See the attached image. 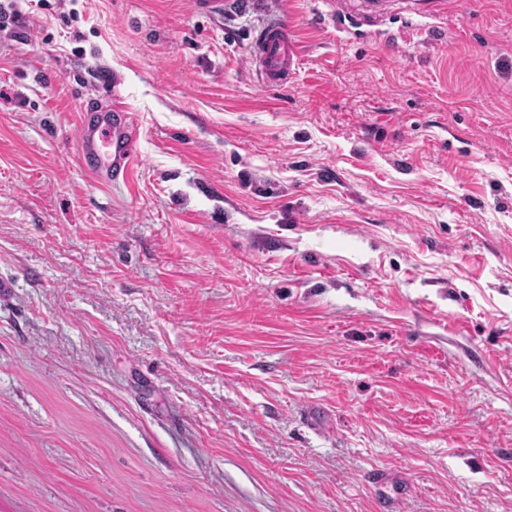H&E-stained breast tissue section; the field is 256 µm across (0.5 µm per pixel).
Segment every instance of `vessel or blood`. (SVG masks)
Returning a JSON list of instances; mask_svg holds the SVG:
<instances>
[{
  "mask_svg": "<svg viewBox=\"0 0 512 512\" xmlns=\"http://www.w3.org/2000/svg\"><path fill=\"white\" fill-rule=\"evenodd\" d=\"M300 48L284 18L273 15L259 26L250 57L265 85L284 83ZM78 160L95 183H127L138 155L139 124L118 92H91L78 103Z\"/></svg>",
  "mask_w": 512,
  "mask_h": 512,
  "instance_id": "1",
  "label": "vessel or blood"
}]
</instances>
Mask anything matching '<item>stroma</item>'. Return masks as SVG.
Instances as JSON below:
<instances>
[{
  "label": "stroma",
  "instance_id": "stroma-1",
  "mask_svg": "<svg viewBox=\"0 0 512 512\" xmlns=\"http://www.w3.org/2000/svg\"><path fill=\"white\" fill-rule=\"evenodd\" d=\"M348 7L15 0L0 512H512V0ZM93 88L127 183L78 162ZM300 48L290 27L279 15L266 18L250 45V57L267 86L284 83L294 71ZM78 161L97 184L127 183L137 158L139 124L114 89L93 90L78 102Z\"/></svg>",
  "mask_w": 512,
  "mask_h": 512
}]
</instances>
